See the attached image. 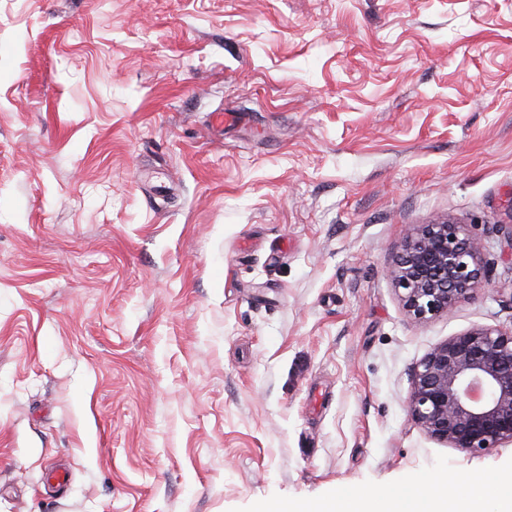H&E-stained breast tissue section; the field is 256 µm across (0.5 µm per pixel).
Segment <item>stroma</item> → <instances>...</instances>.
I'll list each match as a JSON object with an SVG mask.
<instances>
[{
  "instance_id": "1",
  "label": "stroma",
  "mask_w": 512,
  "mask_h": 512,
  "mask_svg": "<svg viewBox=\"0 0 512 512\" xmlns=\"http://www.w3.org/2000/svg\"><path fill=\"white\" fill-rule=\"evenodd\" d=\"M447 217L492 265L417 321L390 272ZM509 229L512 0H0V512L511 477L408 408L512 325Z\"/></svg>"
}]
</instances>
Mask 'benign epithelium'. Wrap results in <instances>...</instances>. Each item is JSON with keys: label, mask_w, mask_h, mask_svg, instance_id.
I'll list each match as a JSON object with an SVG mask.
<instances>
[{"label": "benign epithelium", "mask_w": 512, "mask_h": 512, "mask_svg": "<svg viewBox=\"0 0 512 512\" xmlns=\"http://www.w3.org/2000/svg\"><path fill=\"white\" fill-rule=\"evenodd\" d=\"M480 239L450 218L408 231L390 276L417 321L449 316L486 278ZM409 414L428 437L471 454L512 442V326L474 325L417 364Z\"/></svg>", "instance_id": "7a95c632"}]
</instances>
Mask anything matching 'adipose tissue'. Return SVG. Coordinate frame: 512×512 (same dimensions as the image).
<instances>
[{"label": "adipose tissue", "mask_w": 512, "mask_h": 512, "mask_svg": "<svg viewBox=\"0 0 512 512\" xmlns=\"http://www.w3.org/2000/svg\"><path fill=\"white\" fill-rule=\"evenodd\" d=\"M483 497L463 496L459 489L431 493L423 502L400 491H384L369 498L353 495L339 498L335 505L319 508L318 512H512V478L491 480Z\"/></svg>", "instance_id": "obj_1"}]
</instances>
